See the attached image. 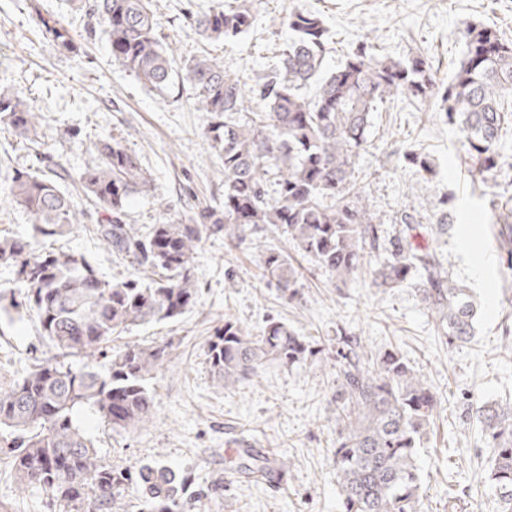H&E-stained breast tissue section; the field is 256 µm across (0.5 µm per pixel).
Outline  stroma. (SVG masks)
<instances>
[{"mask_svg": "<svg viewBox=\"0 0 512 512\" xmlns=\"http://www.w3.org/2000/svg\"><path fill=\"white\" fill-rule=\"evenodd\" d=\"M318 12L328 30L324 66L334 70L361 46L380 57L401 59L420 51L434 63L438 82L450 79L463 57L467 24L496 28L512 40V0H299ZM225 0H153L157 31L175 50L177 62L206 53L225 71L249 77L275 64L288 38L279 16L288 0H262L249 32L228 41L203 40L190 13L223 6ZM64 17L74 35L83 15L67 0H0V88L26 98L42 115L41 146L0 132V179L16 170L65 166L72 178L97 162L91 148L101 138L121 140L152 177L126 210V221L143 230L164 213L224 201V177L205 136L206 113L193 106L183 85L161 96L115 61L104 35L81 43L79 53H61L40 31L36 12ZM356 159L354 179L385 235L398 233L402 210H435L447 202L455 229L437 252L454 279L471 288L479 309L476 336L449 344L440 336L415 288L381 290L362 281L337 284L312 268L298 300H286L266 285L258 264L262 246L289 250L285 239L261 231L237 250L223 236H207L193 265L196 307L174 322L139 326L114 339L170 344L171 360L152 381L155 411L129 431H115L88 411L79 418L93 439L100 464L138 473L162 463L191 485L188 512H342L332 461L336 438V338H360L369 354L399 351L424 374L440 408L418 448L424 474L421 512H499L484 471L483 447L472 405L512 399V270L500 257L486 217L490 199H512V129L498 148L495 186H484L460 159L454 128L437 107L415 108L395 99L381 104ZM428 156L434 172L399 164L407 149ZM75 252L108 278L128 277L132 266L106 250L88 227L50 243ZM284 321L314 339L317 360L292 368L266 366L257 376L224 388L214 379L206 344L225 320L259 334L267 320ZM51 354L34 314L0 316V391L10 389L32 364ZM247 440L286 464L281 487L239 473L229 455ZM50 494L22 490L0 453V512H50Z\"/></svg>", "mask_w": 512, "mask_h": 512, "instance_id": "stroma-1", "label": "stroma"}]
</instances>
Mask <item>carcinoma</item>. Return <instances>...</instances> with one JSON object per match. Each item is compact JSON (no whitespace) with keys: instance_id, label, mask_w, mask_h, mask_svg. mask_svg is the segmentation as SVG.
<instances>
[{"instance_id":"cac0c4a2","label":"carcinoma","mask_w":512,"mask_h":512,"mask_svg":"<svg viewBox=\"0 0 512 512\" xmlns=\"http://www.w3.org/2000/svg\"><path fill=\"white\" fill-rule=\"evenodd\" d=\"M76 2L88 19L87 37L103 31L112 57L144 84L162 96L180 80L190 84L196 110L208 115L205 136L224 175V203L200 208L185 220L165 218L143 233L126 223V208L151 175L120 141L93 142L98 163L79 177L97 213L92 230L112 253L131 260L135 274L113 282L81 254L0 239V263L14 271L13 284L0 290V313H34L55 350L0 391V429L12 436L7 454L19 485L49 491L63 512H112L116 497L138 486L146 492L142 512H182L170 468L150 466L133 478L101 466L75 418L89 409L114 431L146 423L155 407L150 380L170 360L168 346L127 343L112 351L105 374L89 360L105 355L103 345L133 326L174 321L189 312L198 300L192 269L203 236L224 233L230 252L240 248L248 228L293 244L292 255L271 249L260 257L262 278L288 300L299 295L300 260L306 257L341 283L368 274L371 287L386 290L415 277L438 332L450 344L469 342L476 311L468 289L449 277L436 251L416 244L420 237L448 234V202L429 217L402 211L400 235L386 240L355 187L354 163L380 103L404 97L422 105L437 98L446 121L457 128L461 160L481 176L496 169L502 133L512 128V41L490 27L466 26L465 53L446 86L436 81L421 52L393 60L361 48L326 72L324 21L291 2L281 25L294 38L279 65L249 83L206 55L176 69L156 31L151 0ZM260 4L231 0L191 20L207 40L232 39L253 27ZM36 15L58 50H76L68 23L53 14ZM312 82L316 94L307 99L300 89ZM41 120L30 102L0 92V130L37 146ZM402 162L432 171L427 157L413 150ZM69 178L61 166L17 170L0 182V193L31 217L35 237L56 238L92 219L62 188ZM368 247L386 253L371 270ZM336 344L332 457L343 512H420L423 480L416 452L437 397L399 352L369 356L351 336ZM316 354L308 337L276 320L259 336L226 320L206 352L214 377L227 389L271 362L294 366ZM472 412L482 425L483 444L492 449L485 481L501 512H512V401L483 403ZM238 468L263 479L269 458L245 448Z\"/></svg>"}]
</instances>
